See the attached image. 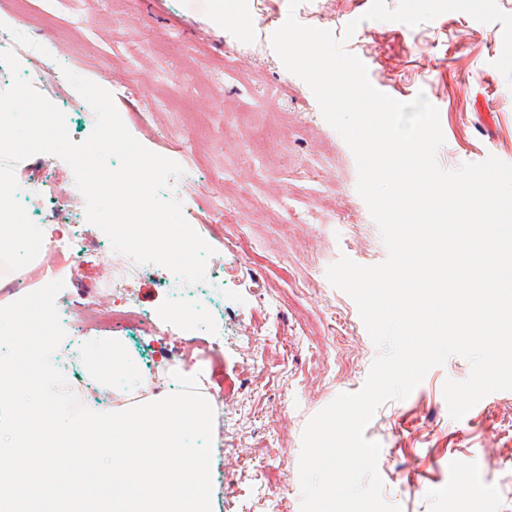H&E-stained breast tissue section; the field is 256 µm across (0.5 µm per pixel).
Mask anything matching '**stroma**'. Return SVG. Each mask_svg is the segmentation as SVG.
I'll return each instance as SVG.
<instances>
[{
  "instance_id": "stroma-1",
  "label": "stroma",
  "mask_w": 512,
  "mask_h": 512,
  "mask_svg": "<svg viewBox=\"0 0 512 512\" xmlns=\"http://www.w3.org/2000/svg\"><path fill=\"white\" fill-rule=\"evenodd\" d=\"M372 0H0V32L15 37L23 70L64 83L59 108L80 143L94 124L65 71L109 91L129 133L175 161L161 191L213 248L206 277L215 297L193 300L191 323L171 318L159 283L169 269L138 264L110 303L132 295L153 330L112 325L90 336L123 339L140 372L182 364L195 337L194 371L218 399L212 429L213 512H301L302 432L339 394L359 392L377 349L353 299L327 268L340 256L363 266L388 256L378 224L357 192L355 157L324 118L308 85L271 47L298 22L342 38L365 61L372 85L407 102L425 94L445 142L439 165L454 170L488 156L512 163V86L494 63L503 27L452 11L415 27L365 19ZM344 38V37H343ZM18 184L50 186L34 224H68L102 245L68 271V241L52 244L34 271H5L13 299L42 280H63L60 299L112 274L107 235L68 199L69 165L37 154L14 168ZM469 361L450 357L411 394L382 405L365 436L381 445L384 498L401 512H512V391L487 395L462 419L443 396ZM459 467H449V459ZM481 495L449 496V482Z\"/></svg>"
}]
</instances>
